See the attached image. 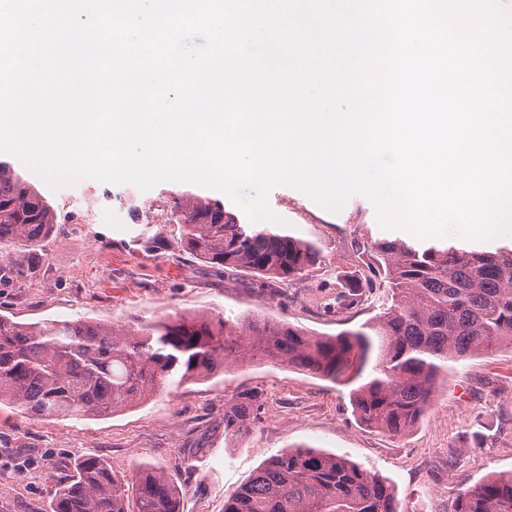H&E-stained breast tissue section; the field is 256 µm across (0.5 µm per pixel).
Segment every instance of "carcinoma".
Here are the masks:
<instances>
[{
  "mask_svg": "<svg viewBox=\"0 0 512 512\" xmlns=\"http://www.w3.org/2000/svg\"><path fill=\"white\" fill-rule=\"evenodd\" d=\"M181 245L204 261L270 281L300 276L320 258L312 239L264 224H243L220 204L179 205ZM46 198L0 165V277L19 245L52 231ZM368 268L388 282L383 311L355 331L315 336L257 316L178 314L127 327L75 320L26 324L0 316V406L37 418L103 417L156 391L209 378L231 364L263 357L332 382L357 381L350 401L358 420L402 436L430 405L448 363L496 344L512 346V246L379 240ZM344 302L361 300L371 281L346 282ZM260 409L258 393L224 402V439L238 440ZM180 490L158 468L119 478L88 455L60 477L51 512H180ZM224 512H397L385 477L347 457L313 448L283 451L224 503ZM453 512H512V472H493L460 490Z\"/></svg>",
  "mask_w": 512,
  "mask_h": 512,
  "instance_id": "carcinoma-1",
  "label": "carcinoma"
}]
</instances>
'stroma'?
Masks as SVG:
<instances>
[{
  "mask_svg": "<svg viewBox=\"0 0 512 512\" xmlns=\"http://www.w3.org/2000/svg\"><path fill=\"white\" fill-rule=\"evenodd\" d=\"M5 161L51 204L56 223L36 247L9 259L21 274L0 285V316L21 323L91 319L134 325L173 312L258 315L313 334L359 328L380 313L377 286L347 307L348 277L367 273L369 244L410 239L379 226L373 204L350 198L332 212L301 192L273 188L269 204L289 234L317 240L319 262L301 277L271 282L196 258L180 246V224L148 223L144 204L167 211L186 196L237 205L224 193L185 183L142 192L87 179L52 190L15 157ZM256 391L261 409L249 435L224 438V402ZM350 388L254 360L158 393L105 417L37 419L0 408V512H49L56 481L86 454L121 476L160 467L174 475L182 512H224V504L272 456L306 446L346 456L394 485L398 512H451L462 488L512 470V348L496 346L449 364L423 418L402 437L361 425Z\"/></svg>",
  "mask_w": 512,
  "mask_h": 512,
  "instance_id": "35a3bbf8",
  "label": "stroma"
}]
</instances>
